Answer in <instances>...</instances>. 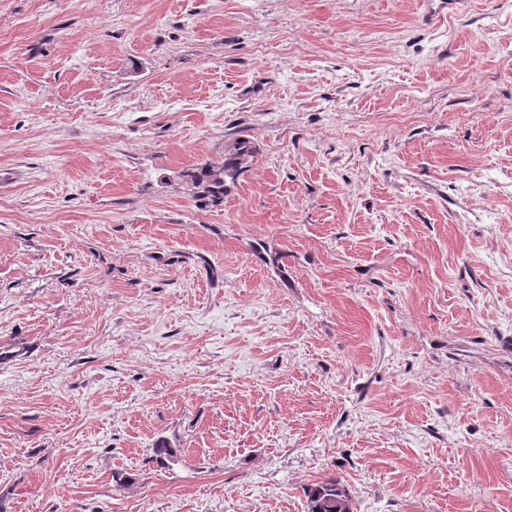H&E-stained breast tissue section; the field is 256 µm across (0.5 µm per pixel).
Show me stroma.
I'll use <instances>...</instances> for the list:
<instances>
[{
  "label": "stroma",
  "mask_w": 512,
  "mask_h": 512,
  "mask_svg": "<svg viewBox=\"0 0 512 512\" xmlns=\"http://www.w3.org/2000/svg\"><path fill=\"white\" fill-rule=\"evenodd\" d=\"M330 477L512 512V0H0V512ZM257 152L255 142L242 136L236 139L224 153L222 162H206L183 174L192 197L205 204H218L224 194L237 184L244 164Z\"/></svg>",
  "instance_id": "1"
}]
</instances>
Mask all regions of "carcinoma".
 I'll return each instance as SVG.
<instances>
[{
  "mask_svg": "<svg viewBox=\"0 0 512 512\" xmlns=\"http://www.w3.org/2000/svg\"><path fill=\"white\" fill-rule=\"evenodd\" d=\"M257 152L255 142L245 136L236 139L218 163L206 162L183 174L192 197L218 204L237 184L244 164ZM308 512H354L349 493L332 480L306 489Z\"/></svg>",
  "mask_w": 512,
  "mask_h": 512,
  "instance_id": "carcinoma-1",
  "label": "carcinoma"
}]
</instances>
